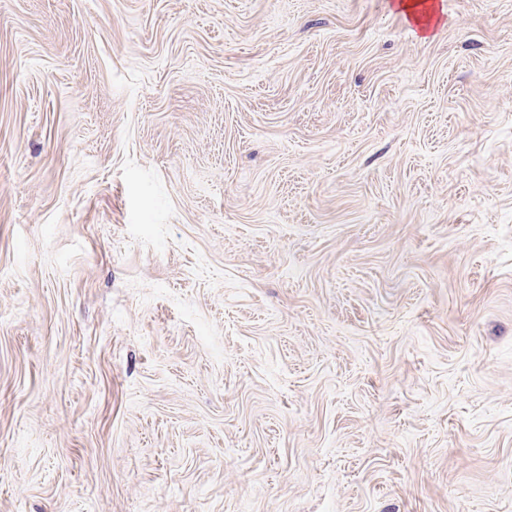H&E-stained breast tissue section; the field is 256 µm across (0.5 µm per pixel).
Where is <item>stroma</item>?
I'll return each mask as SVG.
<instances>
[{"mask_svg": "<svg viewBox=\"0 0 512 512\" xmlns=\"http://www.w3.org/2000/svg\"><path fill=\"white\" fill-rule=\"evenodd\" d=\"M0 0V512H512V0ZM399 6L420 26L422 32L429 29L435 15V3L429 0H400Z\"/></svg>", "mask_w": 512, "mask_h": 512, "instance_id": "35a3bbf8", "label": "stroma"}]
</instances>
